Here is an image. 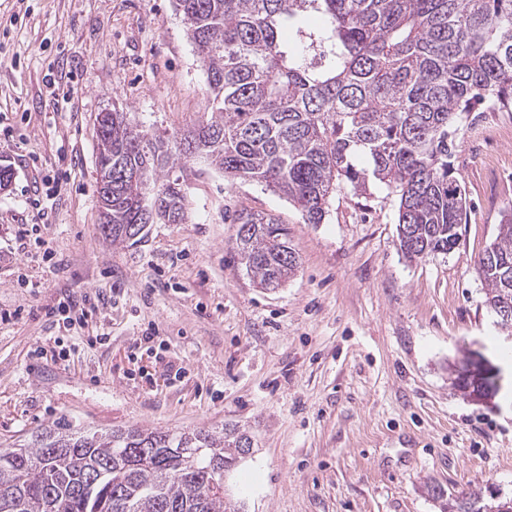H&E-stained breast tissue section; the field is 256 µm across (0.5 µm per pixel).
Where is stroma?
Listing matches in <instances>:
<instances>
[{"label":"stroma","mask_w":512,"mask_h":512,"mask_svg":"<svg viewBox=\"0 0 512 512\" xmlns=\"http://www.w3.org/2000/svg\"><path fill=\"white\" fill-rule=\"evenodd\" d=\"M206 76L174 0H0V446L63 423L191 432L236 426L224 475L240 512H443L434 486L512 497V337L478 261L512 213V112L463 113L451 162L469 208L456 247L411 262L395 199L341 184L323 223L266 186L185 171L188 220L131 247L98 226L93 124L112 108L157 132L205 121ZM40 197L41 209L30 201ZM277 216L299 259L280 288L242 269L232 222ZM41 224L18 249V225ZM112 300L102 343L48 309ZM151 341H143V334ZM501 369L477 401L454 378Z\"/></svg>","instance_id":"35a3bbf8"}]
</instances>
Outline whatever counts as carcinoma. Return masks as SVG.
I'll return each mask as SVG.
<instances>
[{"label": "carcinoma", "instance_id": "obj_1", "mask_svg": "<svg viewBox=\"0 0 512 512\" xmlns=\"http://www.w3.org/2000/svg\"><path fill=\"white\" fill-rule=\"evenodd\" d=\"M206 74L210 118L159 134L106 111L94 127L104 241L133 245L149 224L188 218L184 167L200 159L255 180L323 223L336 187L397 196L399 248L447 253L467 216L451 164L458 116L480 102L512 107V0H176ZM310 13L316 27L302 24ZM240 264L257 287L298 267L276 218L240 212ZM484 304L512 295V218L479 260ZM253 447L245 431H76L56 425L0 448V497L18 512H239L224 472ZM180 448L207 481L188 477ZM483 492L456 502L481 512Z\"/></svg>", "mask_w": 512, "mask_h": 512}]
</instances>
